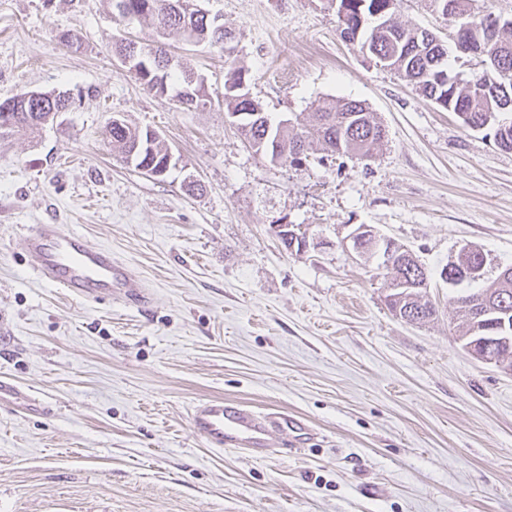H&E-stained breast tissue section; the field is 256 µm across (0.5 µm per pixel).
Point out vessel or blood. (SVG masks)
I'll return each mask as SVG.
<instances>
[{"label": "vessel or blood", "mask_w": 512, "mask_h": 512, "mask_svg": "<svg viewBox=\"0 0 512 512\" xmlns=\"http://www.w3.org/2000/svg\"><path fill=\"white\" fill-rule=\"evenodd\" d=\"M25 249L35 276L85 303L108 297L123 302L147 303L148 294L128 265L114 259L107 247L88 246L75 231L62 224H34L24 234ZM8 399L25 410L40 403L18 387L0 380V400ZM193 433L214 448H246L262 454L276 435L289 434V447H297L295 433L304 424L285 413H261L220 399L196 404L191 412Z\"/></svg>", "instance_id": "b4317fda"}]
</instances>
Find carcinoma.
I'll return each instance as SVG.
<instances>
[{"label": "carcinoma", "mask_w": 512, "mask_h": 512, "mask_svg": "<svg viewBox=\"0 0 512 512\" xmlns=\"http://www.w3.org/2000/svg\"><path fill=\"white\" fill-rule=\"evenodd\" d=\"M170 0H130L132 7L150 4L142 19L149 20L154 28V38L144 45L150 51L154 43L179 38L186 42L207 40L213 46L224 47L229 34L225 29L219 33L211 22L198 20L196 34L184 30L179 22L170 17L167 3ZM338 3L336 11L340 35L348 42L368 45L369 53L381 67L396 72L409 81L426 98L444 109L453 112L463 127L473 131H489L499 136L497 118L508 113L512 119V13L506 15L501 25L487 35L488 19L492 13L474 16L471 0H451L454 9L449 18L459 15L472 17L469 29L454 44L460 54H471L479 62L488 61L490 66L480 67L482 77L472 84L448 81L452 76L448 69V45L440 42H424L418 29L393 22V30L379 28L380 21L393 18L395 0H327L328 5ZM190 77L170 67L155 83L146 89L156 95L166 96L175 90L172 100L184 108L206 105V94L196 92L197 100L186 99L181 90L188 86ZM73 105L65 92H44L42 97L28 103L19 102L20 118L7 129H0V137L17 133H36L48 124L46 116L62 107L69 111ZM259 102L237 93L224 95L225 115L237 116L241 131L249 146L258 154L272 158L279 154L282 164H293L307 150L317 147L331 155H354L370 157L386 138L384 125L377 120L364 103L354 99H343L325 104L311 113L308 124L300 132L282 128L278 124L265 125L263 117L255 114ZM149 129L131 128L126 124L116 127L107 125L106 139L112 151L121 159L135 162V167L144 170L157 168L167 157L169 147L160 136H148ZM471 254L459 251L456 260L446 265L451 282H463L462 271L470 266ZM401 298L389 301L391 309L420 310L422 316L415 318L420 323L431 318L435 309L419 305L415 299L416 289L404 288ZM451 319L457 322L459 339L464 346L481 345L500 335L499 321H512V274L498 277L488 288L460 295L451 302Z\"/></svg>", "instance_id": "obj_1"}]
</instances>
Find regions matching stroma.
<instances>
[{
    "label": "stroma",
    "instance_id": "35a3bbf8",
    "mask_svg": "<svg viewBox=\"0 0 512 512\" xmlns=\"http://www.w3.org/2000/svg\"><path fill=\"white\" fill-rule=\"evenodd\" d=\"M199 5L235 51L172 42L208 95L186 109L112 50L150 40V22L102 0H0V100H75L36 139H0V377L44 406L0 402V512H512V375L464 349L449 316L453 297L512 265V152L342 39L324 0ZM394 11L443 40L452 29L424 0ZM68 31L80 49L63 46ZM230 64L297 129L323 103L364 101L383 145L271 163L224 115ZM115 117L157 131L179 164L153 177L123 162L104 136ZM280 222L320 248L286 250ZM32 224L111 248L149 305H87L37 279ZM356 224L427 269L434 320L392 314L388 270L340 245ZM466 245L485 257L482 278L444 282ZM216 398L301 417L310 437L286 456L214 449L189 419Z\"/></svg>",
    "mask_w": 512,
    "mask_h": 512
}]
</instances>
